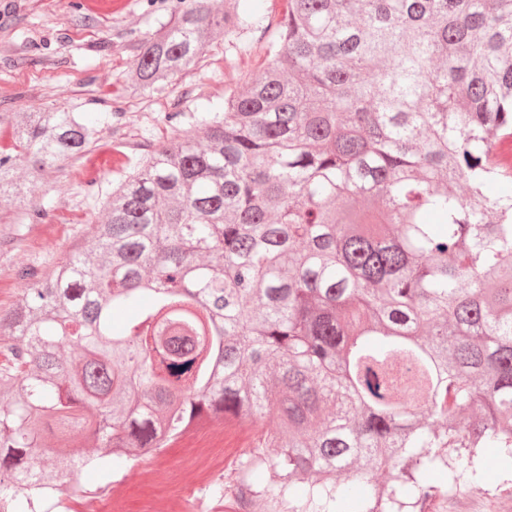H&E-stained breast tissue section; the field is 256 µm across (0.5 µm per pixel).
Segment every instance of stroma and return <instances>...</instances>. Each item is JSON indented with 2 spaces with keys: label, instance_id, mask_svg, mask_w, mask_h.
Segmentation results:
<instances>
[{
  "label": "stroma",
  "instance_id": "obj_1",
  "mask_svg": "<svg viewBox=\"0 0 512 512\" xmlns=\"http://www.w3.org/2000/svg\"><path fill=\"white\" fill-rule=\"evenodd\" d=\"M87 0H0V112L35 107L63 112H108L122 99L120 130L125 136L163 142L174 134L167 120L172 108L199 111V93L223 104L225 94L266 62L273 33L252 34L254 47L236 51L224 37L207 48L202 67L176 80L159 82L143 97L126 95L125 72L133 65L131 44L152 34L170 13L169 0H125L110 12L88 11ZM128 167L109 166L91 174L86 164L65 166L57 183L40 193L43 219L26 225L29 248L0 244V264L44 272L78 249L89 221L103 220V202ZM500 453L481 449L476 476H463L434 504L435 512H512L511 475L502 471Z\"/></svg>",
  "mask_w": 512,
  "mask_h": 512
}]
</instances>
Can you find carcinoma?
<instances>
[{"label":"carcinoma","instance_id":"1","mask_svg":"<svg viewBox=\"0 0 512 512\" xmlns=\"http://www.w3.org/2000/svg\"><path fill=\"white\" fill-rule=\"evenodd\" d=\"M259 2L177 0L132 44L140 96L219 33L276 32L265 71L138 144L81 251L0 310L13 512L219 418L254 431L263 512H429L427 477L479 448L512 473V0ZM108 128L0 112L8 223ZM348 483L369 489L352 508Z\"/></svg>","mask_w":512,"mask_h":512}]
</instances>
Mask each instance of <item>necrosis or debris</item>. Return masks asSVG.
Here are the masks:
<instances>
[{"label":"necrosis or debris","mask_w":512,"mask_h":512,"mask_svg":"<svg viewBox=\"0 0 512 512\" xmlns=\"http://www.w3.org/2000/svg\"><path fill=\"white\" fill-rule=\"evenodd\" d=\"M216 436L193 431L147 456V476L108 481L102 492L70 500L69 512H195L198 495L224 473Z\"/></svg>","instance_id":"4bbe7bcc"}]
</instances>
